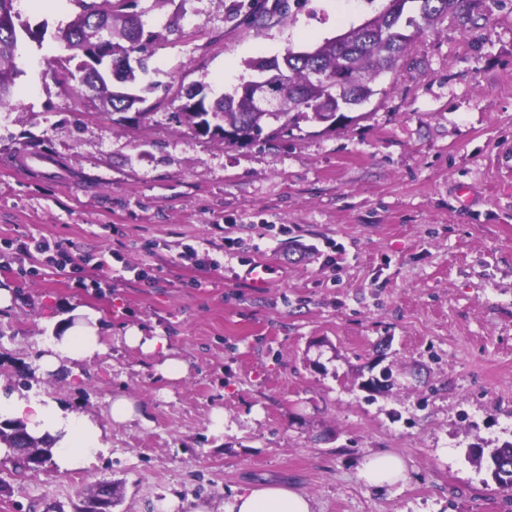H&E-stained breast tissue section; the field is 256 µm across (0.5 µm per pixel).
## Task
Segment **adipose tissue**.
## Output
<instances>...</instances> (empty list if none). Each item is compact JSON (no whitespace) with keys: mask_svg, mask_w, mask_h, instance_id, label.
Here are the masks:
<instances>
[{"mask_svg":"<svg viewBox=\"0 0 512 512\" xmlns=\"http://www.w3.org/2000/svg\"><path fill=\"white\" fill-rule=\"evenodd\" d=\"M123 339L128 346L157 356V374L169 380L187 376V364L175 356L168 337L148 336L137 326L127 327ZM41 366L44 371H56L60 360L73 362L96 359L107 351L93 312H86L82 323L75 327L60 326L57 333L44 338ZM0 413L25 423L34 436L47 433L58 438L54 459L63 469L85 466L90 452L98 445L99 430L89 419L61 413L40 399H0ZM359 476L369 487L382 491L406 482L408 471L404 460L391 453H379L364 458ZM225 512H314L309 494L281 481L250 486L238 492L224 507Z\"/></svg>","mask_w":512,"mask_h":512,"instance_id":"1","label":"adipose tissue"}]
</instances>
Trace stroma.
Segmentation results:
<instances>
[{
	"label": "stroma",
	"instance_id": "obj_1",
	"mask_svg": "<svg viewBox=\"0 0 512 512\" xmlns=\"http://www.w3.org/2000/svg\"><path fill=\"white\" fill-rule=\"evenodd\" d=\"M281 4L249 24L248 0H134L157 39L124 87L145 98L129 123L52 76L75 0H20L46 33L19 35L0 107V396L84 414L102 447L78 470L0 460V512H77L103 482L119 489L112 512L172 496L224 512L267 480L315 512H512L468 457L512 442V0H471L415 33L352 121L248 145L198 134L187 87L220 96L253 79L248 62L335 37L384 0ZM43 239L73 264L48 262ZM244 257L270 267L268 288ZM80 307L107 354L44 372V336ZM133 325L168 336L187 376H157L122 339ZM386 367L392 389L364 390ZM119 395L143 416L114 422ZM380 451L404 457L405 486L358 478Z\"/></svg>",
	"mask_w": 512,
	"mask_h": 512
}]
</instances>
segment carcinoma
<instances>
[{"instance_id": "carcinoma-1", "label": "carcinoma", "mask_w": 512, "mask_h": 512, "mask_svg": "<svg viewBox=\"0 0 512 512\" xmlns=\"http://www.w3.org/2000/svg\"><path fill=\"white\" fill-rule=\"evenodd\" d=\"M81 14L98 17L112 34V56L137 54L141 57L138 68L124 67L120 61L113 64L112 75L95 70L87 75L84 86L95 91L106 106L115 113L130 109L142 98L132 94L114 91L109 87L111 80L130 83L136 79V71L147 72L148 47L155 35L138 32L135 20L127 15L122 0H78ZM417 3L414 16L416 29L435 25L448 15L462 14L468 9V0H413ZM404 19L390 14L379 13L363 24L352 28L355 39H344V34L326 39L304 51L289 49L283 55L288 62L291 75L288 84L279 87L281 111L261 112L244 98L225 94L216 99L218 123L212 134L221 136L229 144H248L261 138L267 140L282 132H290L300 121L327 123L334 126L348 116L328 112L329 102L325 101L326 89L308 84V69L316 65L340 79L337 90L343 95L361 103L375 94L372 84L382 75L394 71L410 44L411 36L403 33ZM67 47L76 51L74 57H89L93 49L84 36L71 28L62 31ZM18 50L16 31L0 33V104H6L12 97L17 70L15 57ZM25 425L19 420L0 422V445L15 446L13 433L24 431ZM470 459L479 466H486L493 479L502 487L512 486V442L497 448L485 450L481 446L469 449Z\"/></svg>"}]
</instances>
